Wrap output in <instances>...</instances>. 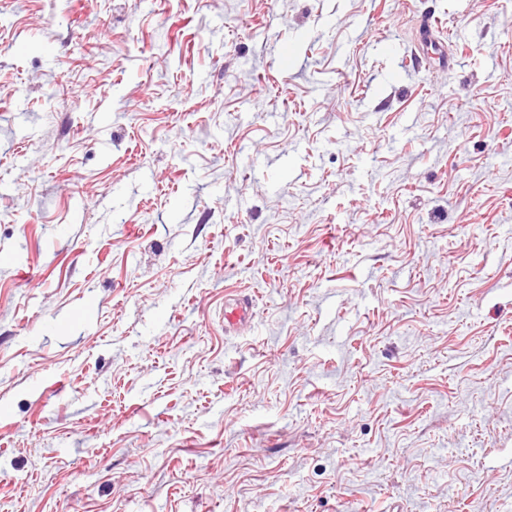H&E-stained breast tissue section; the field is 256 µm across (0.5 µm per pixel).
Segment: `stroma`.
I'll return each mask as SVG.
<instances>
[{"label":"stroma","mask_w":512,"mask_h":512,"mask_svg":"<svg viewBox=\"0 0 512 512\" xmlns=\"http://www.w3.org/2000/svg\"><path fill=\"white\" fill-rule=\"evenodd\" d=\"M2 403L0 512H512V0H0ZM254 317V305L249 295L229 299L224 304V331L231 333L250 325Z\"/></svg>","instance_id":"1"}]
</instances>
